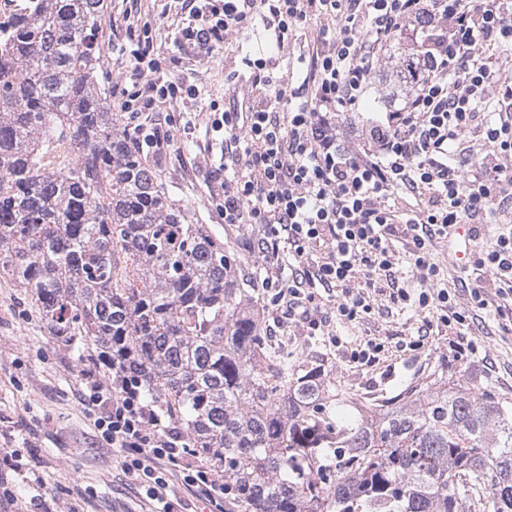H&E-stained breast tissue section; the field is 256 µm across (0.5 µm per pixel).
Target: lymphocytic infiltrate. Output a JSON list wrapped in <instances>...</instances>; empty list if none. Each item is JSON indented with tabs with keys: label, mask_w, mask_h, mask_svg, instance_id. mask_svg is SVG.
I'll list each match as a JSON object with an SVG mask.
<instances>
[{
	"label": "lymphocytic infiltrate",
	"mask_w": 512,
	"mask_h": 512,
	"mask_svg": "<svg viewBox=\"0 0 512 512\" xmlns=\"http://www.w3.org/2000/svg\"><path fill=\"white\" fill-rule=\"evenodd\" d=\"M190 16L181 36L204 55L258 21L281 50L313 18L326 20L297 57L304 66L297 81H281L274 57H244L246 99L211 121L222 136L211 194L225 224L260 226L243 246L262 261L269 304L313 335L327 318L315 302L319 291L336 292L337 319L361 322L376 312L369 290L382 279L391 304L423 313L426 328L456 330L458 358L471 355L473 308L486 306L488 288L512 295V80L492 65L495 51L512 49V0H199ZM424 18L433 31L430 74L370 129V146L350 145L337 116L358 110L387 44ZM125 37L133 81L113 82L112 97L135 122L136 146L157 160L173 140L172 120L146 125L140 113L194 96L195 86L162 70L148 28L128 26ZM475 132L486 150L471 155L464 144ZM490 219L500 231L473 263L493 280L471 288L468 310L441 287L430 246L450 225ZM399 238L412 244L423 288L399 285L392 250ZM317 247L324 253L315 261ZM77 367L82 405L126 470L147 483L152 512H176L174 486L208 512H225L223 480L143 398L124 363L97 354Z\"/></svg>",
	"instance_id": "f902f5d3"
}]
</instances>
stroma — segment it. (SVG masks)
Segmentation results:
<instances>
[{
  "label": "stroma",
  "instance_id": "obj_1",
  "mask_svg": "<svg viewBox=\"0 0 512 512\" xmlns=\"http://www.w3.org/2000/svg\"><path fill=\"white\" fill-rule=\"evenodd\" d=\"M107 5L105 40L118 47L105 57L108 75L126 74L131 47L125 28L130 24L149 25L162 58L173 63L175 71L193 74L195 98L160 106L162 113L190 121L191 130L177 133L159 173L176 205L224 232L229 246L240 248L241 232L225 228L207 189L211 166L219 161L210 149V118L230 97L227 74L241 70L242 58L261 48V26L233 34L223 49L201 60L178 41L190 20L182 0H107ZM431 252L459 305L469 307V285L488 282V272L473 267L469 258L456 257L450 240L434 239ZM388 294L385 288L373 294L382 313L355 324L329 317L321 336L305 335L281 312L266 309L261 317L271 328L268 343L290 360L317 362L328 378L357 395L399 392L438 365L468 384H489L497 397L512 402V333L498 326L496 295H489L471 326L476 355L457 361L456 337L448 330L431 333L422 347L409 348L424 325L423 317L389 306ZM333 336L341 337V346L330 344ZM369 339L384 345L375 364L350 363L349 351ZM76 361L73 350L49 335L25 290L0 278V512H149L144 484L117 460L80 403Z\"/></svg>",
  "mask_w": 512,
  "mask_h": 512
}]
</instances>
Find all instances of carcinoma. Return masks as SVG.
<instances>
[{
    "instance_id": "carcinoma-1",
    "label": "carcinoma",
    "mask_w": 512,
    "mask_h": 512,
    "mask_svg": "<svg viewBox=\"0 0 512 512\" xmlns=\"http://www.w3.org/2000/svg\"><path fill=\"white\" fill-rule=\"evenodd\" d=\"M21 2L0 13V277L56 342L132 367L227 512H512V407L441 368L358 397L266 347L258 272L239 277L110 111L106 0ZM403 39L394 96L430 68Z\"/></svg>"
}]
</instances>
